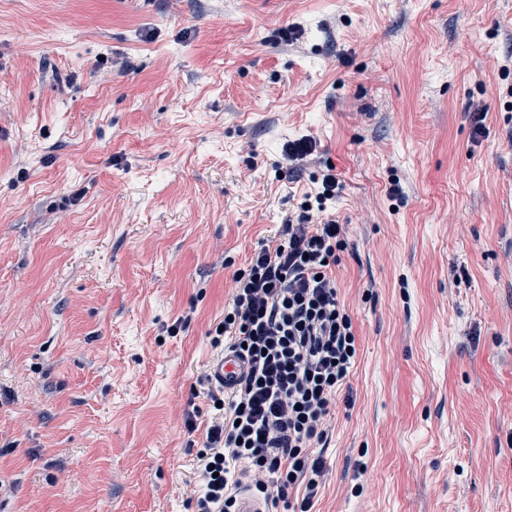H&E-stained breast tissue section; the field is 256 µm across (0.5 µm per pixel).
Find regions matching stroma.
<instances>
[{"instance_id": "stroma-1", "label": "stroma", "mask_w": 512, "mask_h": 512, "mask_svg": "<svg viewBox=\"0 0 512 512\" xmlns=\"http://www.w3.org/2000/svg\"><path fill=\"white\" fill-rule=\"evenodd\" d=\"M510 63L512 0H0V512H191L209 332L322 164L313 512H512ZM315 151V143L309 138H302L288 143L285 160L288 162V170L296 168L301 161Z\"/></svg>"}]
</instances>
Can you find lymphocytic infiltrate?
<instances>
[{"label":"lymphocytic infiltrate","instance_id":"f902f5d3","mask_svg":"<svg viewBox=\"0 0 512 512\" xmlns=\"http://www.w3.org/2000/svg\"><path fill=\"white\" fill-rule=\"evenodd\" d=\"M341 188L323 170L317 191L233 275L212 345L235 352L249 370L235 389L211 397L194 512H237L242 485L267 501L302 488L292 512H311L326 476L327 422L358 352L336 282L349 247L332 212Z\"/></svg>","mask_w":512,"mask_h":512}]
</instances>
